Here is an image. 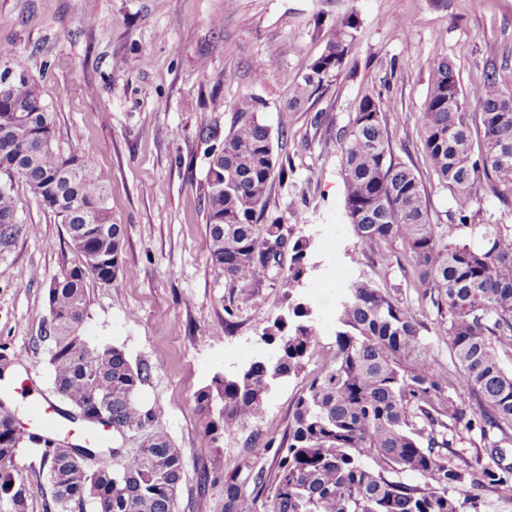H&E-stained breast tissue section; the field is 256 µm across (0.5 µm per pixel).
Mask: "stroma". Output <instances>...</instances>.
Returning <instances> with one entry per match:
<instances>
[{"label": "stroma", "instance_id": "1", "mask_svg": "<svg viewBox=\"0 0 512 512\" xmlns=\"http://www.w3.org/2000/svg\"><path fill=\"white\" fill-rule=\"evenodd\" d=\"M0 0V67L25 71L54 113V143L89 159L109 189L113 223L123 225V266L112 286L88 281L80 333L92 345L120 347L131 364H149L138 392L160 407L155 429L186 459L175 512H222L224 485L262 474L272 484L274 453L305 380L268 398L259 420L225 428L221 458L202 447L205 418L195 395L262 348L267 318L286 313L283 288H233L203 246V185L210 147L236 127L238 102L257 98L265 124L288 130L275 144L288 178L274 182L266 219L310 241L301 292L328 320L337 288L366 276L421 313L427 359L453 373L437 311L408 288L405 248L386 246L388 265L358 252L344 215L338 131L359 98L381 92L391 110L395 158L419 174L434 219L448 223L458 201L429 171L419 111L433 80L430 59L448 57L462 85L480 78L490 48L500 86L512 91V0ZM357 15L347 68L324 92L292 111V80L325 45L328 25ZM21 231L0 248V346L25 352L9 379L8 406L25 418L29 397L54 401L49 344L41 337L51 281L75 265L65 225L16 185ZM14 468L26 487L23 509L0 493V512H48L50 488L40 456L20 450Z\"/></svg>", "mask_w": 512, "mask_h": 512}]
</instances>
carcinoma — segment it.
<instances>
[{
	"label": "carcinoma",
	"instance_id": "obj_1",
	"mask_svg": "<svg viewBox=\"0 0 512 512\" xmlns=\"http://www.w3.org/2000/svg\"><path fill=\"white\" fill-rule=\"evenodd\" d=\"M359 23L348 15L330 28L326 45L294 79L297 109L321 93L345 67ZM433 82L421 107L424 149L430 169L461 205L450 223L434 222L421 178L397 161L387 134L389 104L381 94L359 99L337 133L345 187V213L361 255L384 265L382 243L406 247L411 268L407 287L437 309V333L448 337L453 377L427 361L425 323L370 278L336 293L330 321L331 361L310 375L297 397L288 437L278 445L273 487L261 496L262 477L246 493L225 488L224 512H478L479 491L509 486L512 467L501 464L500 441L512 438V371L497 345H512V225L478 224L481 180L493 192L512 191V91L502 89L492 67L463 90L445 55L431 60ZM479 110L481 143L474 145L470 105ZM240 122L209 152L205 202V248L233 287L260 288L273 281L286 289L288 311L267 320L261 340L269 354L228 376H215L196 394L207 422L201 442L220 458L224 427L262 416L277 383L304 372L324 325L314 300L296 292L307 274L310 241L284 232L277 221L262 223L274 180L288 168L277 159L271 129L258 118V101L239 103ZM0 245L20 232L14 181L57 221L66 225L78 262L48 288L53 392L75 413L72 420L104 421L112 433H142L132 453L109 449L112 465L85 466L79 456L95 448L38 444L17 430L15 414L0 409V492L22 505L26 488L12 463L23 448H37L57 506L94 503L97 512H175L185 475V456L167 434L153 429L160 410L137 393L151 374L132 365L117 346L89 344L79 328L87 317V281L113 285L122 267L125 233L112 223L109 192L85 159L64 156L54 146L53 113L37 83L23 72L0 86ZM503 185L501 191L498 185ZM451 387L477 406L467 417L442 389ZM479 428L487 459L457 464L437 452L460 434ZM413 473L423 484H409Z\"/></svg>",
	"mask_w": 512,
	"mask_h": 512
}]
</instances>
